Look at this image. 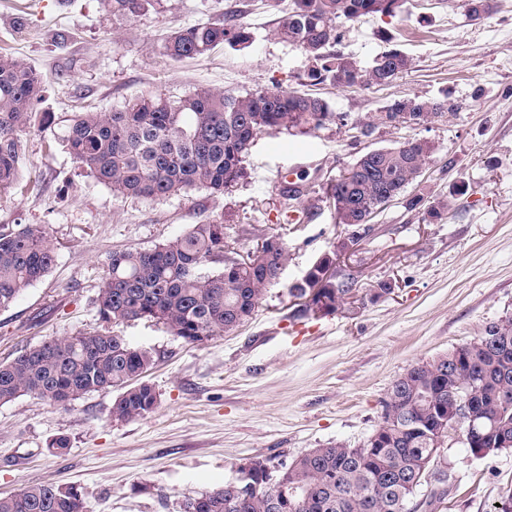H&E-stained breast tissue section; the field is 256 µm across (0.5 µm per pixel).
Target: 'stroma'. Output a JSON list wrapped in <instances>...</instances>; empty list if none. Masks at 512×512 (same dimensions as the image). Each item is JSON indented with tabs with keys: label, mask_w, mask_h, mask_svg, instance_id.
I'll return each instance as SVG.
<instances>
[{
	"label": "stroma",
	"mask_w": 512,
	"mask_h": 512,
	"mask_svg": "<svg viewBox=\"0 0 512 512\" xmlns=\"http://www.w3.org/2000/svg\"><path fill=\"white\" fill-rule=\"evenodd\" d=\"M163 3L130 21L113 18L103 0H0V55L39 73L36 110L48 118L22 135V186L0 194V225H45L55 252L48 276L0 311V361L96 329L95 297L112 251L150 248L215 219L242 255L279 236L288 263L252 319L204 344L147 321L119 325L157 353L144 380L159 402L145 417L114 420L112 390L64 406L29 395L0 406V496L40 482L77 487L89 512H181L187 499L236 480L247 458L278 465L330 442L362 444L397 377L512 316V0H492L478 20L464 0H409L397 16L345 23L344 53L368 65L394 47L410 57L409 70L387 86H317L334 120L306 134H258L248 178L229 191L118 199L63 146L64 116L109 112L145 94L297 90L306 80V54L274 34L284 9L260 0ZM230 10L251 32L248 46L181 61L165 54L170 34ZM415 95L458 109L421 126L354 131ZM418 138L433 144L421 181L406 191L420 206L391 202L340 258L356 303L295 318L289 286L347 234L322 200L327 185L364 152ZM290 182L305 191L291 210L282 195ZM447 198L454 204L443 219L426 220L427 207ZM384 283L391 293L380 294ZM59 438L67 449H53ZM511 492L512 452L479 459L450 439L416 500L418 512H489Z\"/></svg>",
	"instance_id": "35a3bbf8"
}]
</instances>
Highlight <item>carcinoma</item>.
Masks as SVG:
<instances>
[{
    "label": "carcinoma",
    "mask_w": 512,
    "mask_h": 512,
    "mask_svg": "<svg viewBox=\"0 0 512 512\" xmlns=\"http://www.w3.org/2000/svg\"><path fill=\"white\" fill-rule=\"evenodd\" d=\"M112 16L135 19L161 0H104ZM405 0H291L275 36L310 60L309 85L362 83L387 86L411 65L399 49L366 67L338 49L344 23L395 16ZM251 32L234 15L172 34L164 44L173 59L197 58L220 45L243 46ZM41 79L24 61L0 56V193L16 183L25 153L22 133L35 127ZM448 111V102L420 96L397 99L357 126L364 136L390 125L399 112L425 124ZM332 115L326 100L297 91L256 90L245 95L200 88L176 100L142 95L110 112H75L63 140L80 167L117 198H168L195 189L224 193L247 178L246 158L263 131L316 129ZM433 145L425 139L360 155L326 194L336 223L368 224L420 177ZM322 257L289 293L312 296L328 316L355 296L354 282L325 278ZM288 252L275 235L242 256L225 249L224 224L207 220L152 248L115 250L98 288L100 321L92 332L46 340L0 362V405L30 395L64 406L84 395L117 389L112 418L129 421L152 413L158 394L133 383L155 352L131 343L114 326L136 320L163 325L177 339L202 344L248 321L266 287L279 280ZM53 249L40 224L0 230V311L48 275ZM209 264L221 268L204 271ZM457 427L476 458L512 450V317L493 322L471 341L401 374L383 402L377 428L358 447L328 443L277 468L255 457L244 478L187 500L183 512H416L413 503L443 443ZM0 512H87L73 486L32 483L1 497Z\"/></svg>",
    "instance_id": "obj_1"
}]
</instances>
